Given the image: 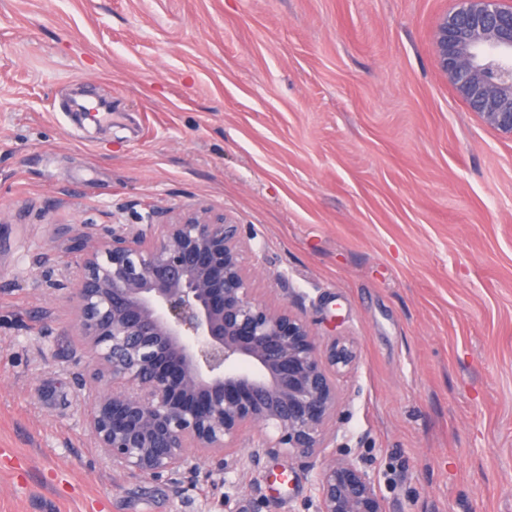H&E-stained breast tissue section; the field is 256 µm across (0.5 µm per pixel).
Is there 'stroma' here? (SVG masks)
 Listing matches in <instances>:
<instances>
[{
  "label": "stroma",
  "mask_w": 512,
  "mask_h": 512,
  "mask_svg": "<svg viewBox=\"0 0 512 512\" xmlns=\"http://www.w3.org/2000/svg\"><path fill=\"white\" fill-rule=\"evenodd\" d=\"M454 6L0 0V512H307L319 462L176 484L85 429L69 241L150 206L248 225L258 296L353 341L325 455L388 512H512V136L437 64Z\"/></svg>",
  "instance_id": "stroma-1"
}]
</instances>
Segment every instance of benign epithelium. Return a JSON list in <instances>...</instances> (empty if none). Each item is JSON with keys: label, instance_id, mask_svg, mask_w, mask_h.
<instances>
[{"label": "benign epithelium", "instance_id": "benign-epithelium-1", "mask_svg": "<svg viewBox=\"0 0 512 512\" xmlns=\"http://www.w3.org/2000/svg\"><path fill=\"white\" fill-rule=\"evenodd\" d=\"M433 48L485 124L512 135V3L457 0ZM139 224L80 236L77 334L91 357L85 424L112 465L142 477L195 476L188 451L223 455L224 473L285 452L312 462L336 441V375L350 342L324 346L286 305L257 298L253 237L224 212L148 208ZM257 438L241 455L245 433ZM313 512H387L373 474L330 460L314 475Z\"/></svg>", "mask_w": 512, "mask_h": 512}]
</instances>
